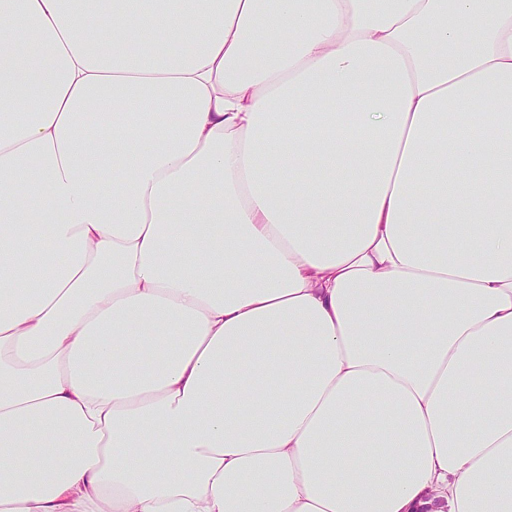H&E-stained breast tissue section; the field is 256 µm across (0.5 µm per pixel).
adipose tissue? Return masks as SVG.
<instances>
[{
	"mask_svg": "<svg viewBox=\"0 0 512 512\" xmlns=\"http://www.w3.org/2000/svg\"><path fill=\"white\" fill-rule=\"evenodd\" d=\"M0 512H512V0H0Z\"/></svg>",
	"mask_w": 512,
	"mask_h": 512,
	"instance_id": "obj_1",
	"label": "adipose tissue"
}]
</instances>
